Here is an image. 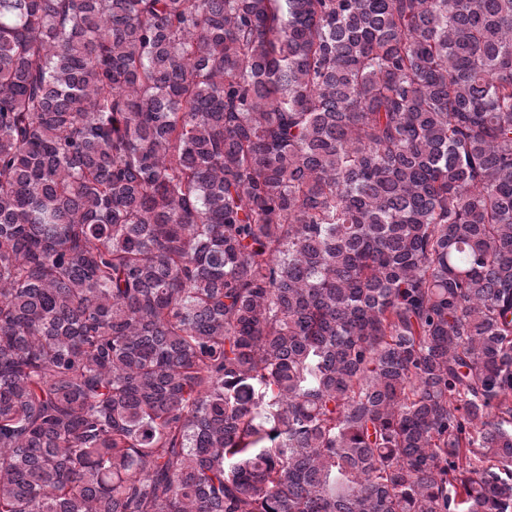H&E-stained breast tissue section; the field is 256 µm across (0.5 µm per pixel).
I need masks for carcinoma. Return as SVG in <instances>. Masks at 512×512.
<instances>
[{
	"mask_svg": "<svg viewBox=\"0 0 512 512\" xmlns=\"http://www.w3.org/2000/svg\"><path fill=\"white\" fill-rule=\"evenodd\" d=\"M0 512H512V0H0Z\"/></svg>",
	"mask_w": 512,
	"mask_h": 512,
	"instance_id": "carcinoma-1",
	"label": "carcinoma"
}]
</instances>
